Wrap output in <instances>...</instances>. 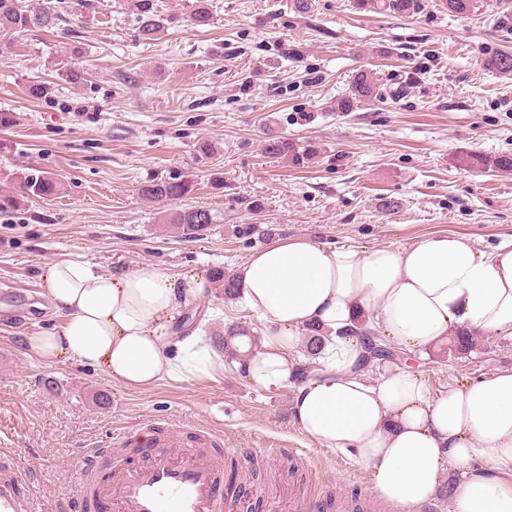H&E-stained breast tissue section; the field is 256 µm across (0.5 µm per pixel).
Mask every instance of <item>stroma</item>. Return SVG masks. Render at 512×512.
Here are the masks:
<instances>
[{
  "label": "stroma",
  "instance_id": "1",
  "mask_svg": "<svg viewBox=\"0 0 512 512\" xmlns=\"http://www.w3.org/2000/svg\"><path fill=\"white\" fill-rule=\"evenodd\" d=\"M192 2L155 0L169 24L152 40L139 34L136 0H90L63 9L56 28L0 38V111L14 115L0 129V193L20 197L0 214V439L36 470L47 512L89 444L164 417L224 430L234 448L271 449L259 478L236 477L249 512H280L292 486L337 503L373 491L349 454L300 432L295 381L259 388L228 360L213 378L139 391L27 353L26 336L60 323L40 278L48 261L207 275L278 238L398 247L455 233L486 251L512 240V174L467 162L512 155V76L484 65L512 52V0H473L457 16L422 0L410 17L355 0H312L306 14L292 0H210L206 27L190 24ZM359 74L394 95L337 111ZM34 85L46 94L32 96ZM279 137L320 155L306 167L274 158L265 145ZM33 170L58 178L61 194L22 195L19 177ZM171 177L190 181V195L167 206L142 197L146 182ZM182 207L214 215L202 239L168 228L167 209ZM243 224L270 235L244 239ZM210 306V340L232 324L263 330L235 301ZM416 366L445 394L512 368V338L476 336L463 355L437 345Z\"/></svg>",
  "mask_w": 512,
  "mask_h": 512
}]
</instances>
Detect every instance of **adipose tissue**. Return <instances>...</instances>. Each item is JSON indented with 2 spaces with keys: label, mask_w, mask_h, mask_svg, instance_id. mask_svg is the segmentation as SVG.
Wrapping results in <instances>:
<instances>
[{
  "label": "adipose tissue",
  "mask_w": 512,
  "mask_h": 512,
  "mask_svg": "<svg viewBox=\"0 0 512 512\" xmlns=\"http://www.w3.org/2000/svg\"><path fill=\"white\" fill-rule=\"evenodd\" d=\"M233 277L241 306L264 324L242 366L252 384L290 380L291 350L310 327L332 338L321 369L294 397L301 433L351 454L399 512H419L448 467L459 472L450 512H512V369L437 397L411 367L368 384L353 373L360 346L345 333L365 315L387 342L419 355L460 330L512 337V241L487 253L447 233L399 248L283 238L251 253ZM42 279L62 319L54 331L25 339L43 360L74 361L135 390L166 378L202 380L224 367L221 353L184 320L211 296L202 274L111 273L62 255Z\"/></svg>",
  "instance_id": "1"
}]
</instances>
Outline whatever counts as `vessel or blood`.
<instances>
[{
	"label": "vessel or blood",
	"instance_id": "vessel-or-blood-1",
	"mask_svg": "<svg viewBox=\"0 0 512 512\" xmlns=\"http://www.w3.org/2000/svg\"><path fill=\"white\" fill-rule=\"evenodd\" d=\"M221 434L156 423L154 430L113 432L109 443L84 451L70 495L57 512H244L224 485ZM138 449L122 463L118 451ZM0 512H44L32 470L16 453H0Z\"/></svg>",
	"mask_w": 512,
	"mask_h": 512
}]
</instances>
